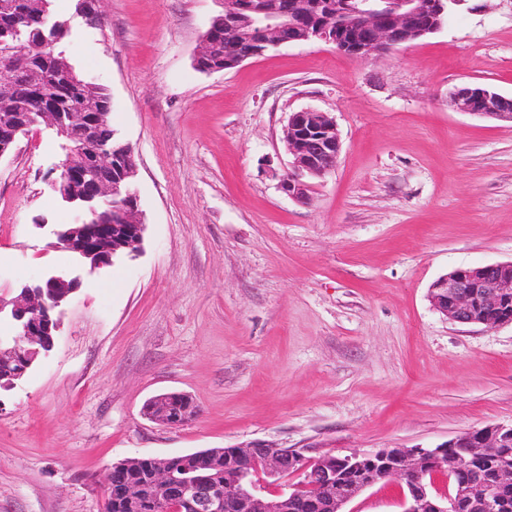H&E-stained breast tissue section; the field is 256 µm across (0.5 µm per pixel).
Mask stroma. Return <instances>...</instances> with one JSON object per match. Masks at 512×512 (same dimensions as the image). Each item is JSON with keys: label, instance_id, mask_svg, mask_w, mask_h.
<instances>
[{"label": "stroma", "instance_id": "obj_1", "mask_svg": "<svg viewBox=\"0 0 512 512\" xmlns=\"http://www.w3.org/2000/svg\"><path fill=\"white\" fill-rule=\"evenodd\" d=\"M74 0L68 61L105 88L135 154L143 250L89 272L54 245L76 212L34 128L0 159V299L82 284L53 349L0 393V512H102L113 463L261 443L305 457L431 448L512 424V323L446 319L439 277L512 261V123L448 106L512 97V0H463L426 38L362 60L286 44L215 73L193 58L221 0ZM329 113L341 154L306 202L278 187L289 113ZM181 392L197 414H143ZM448 106L456 112L512 123V97L479 85L455 88L448 95ZM181 401L187 405L186 410L193 409L196 411L193 401L188 396L171 392L158 395L151 399L146 408V415L149 419L160 425H177L180 418L173 415L172 407L174 403L180 404Z\"/></svg>", "mask_w": 512, "mask_h": 512}]
</instances>
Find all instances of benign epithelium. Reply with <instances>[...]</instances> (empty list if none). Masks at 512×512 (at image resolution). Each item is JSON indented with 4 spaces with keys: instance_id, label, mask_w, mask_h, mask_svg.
<instances>
[{
    "instance_id": "1",
    "label": "benign epithelium",
    "mask_w": 512,
    "mask_h": 512,
    "mask_svg": "<svg viewBox=\"0 0 512 512\" xmlns=\"http://www.w3.org/2000/svg\"><path fill=\"white\" fill-rule=\"evenodd\" d=\"M459 0H306L297 9L269 0H224V13L217 16L202 36L194 66L202 72H219L213 62L216 31L223 26L237 30L245 51L236 55L238 65L260 56L267 46L321 40L348 56L367 59L381 50L433 34L448 20V2ZM102 0H79L76 15L91 24L101 23ZM0 57L10 67V77L0 79V99L10 98L28 86L26 59L0 39ZM448 106L456 112L512 123V97L479 85L455 88ZM103 112H39L16 116L8 137L0 139V158L10 155L20 136L34 125L50 129L64 150L85 140ZM284 143L291 157L288 171L279 177V188L288 197H309L308 177L322 178L336 168L341 141L334 120L326 112L302 109L289 114ZM101 147L87 162L75 167L62 160L48 175L52 189L79 210L77 221L59 242L95 271L113 264L114 258L142 245L145 224L136 195L130 189L136 174L135 155L129 145ZM80 286L77 278L51 276L35 286H24L12 301L11 319L22 328L23 344L3 349L0 358L23 359L22 369L0 378V387L22 378L39 355L53 345L59 320L52 313L63 306ZM433 309L447 319L464 324L496 326L512 323L507 311L512 305V261L460 268L441 276L429 289ZM195 408L186 395H158L148 402L146 415L152 421L174 426L179 418L173 404ZM512 447V425H490L457 435L434 448H386L365 456L324 455L305 458L293 449L241 447L205 449L193 455V466L177 468L172 458H153L147 478L128 481L120 489L129 512L144 507V485L162 496L166 512H302L315 504L329 512H348L347 506L367 489L397 480L408 496L405 512H457L459 502L475 512H499L501 493L512 488V466L499 467L497 480H482L474 464L490 457L495 448ZM140 460L112 464L105 483L103 512L112 510V473L139 471ZM441 472L455 482L441 491L427 479ZM289 474L300 481L278 490L270 486Z\"/></svg>"
}]
</instances>
